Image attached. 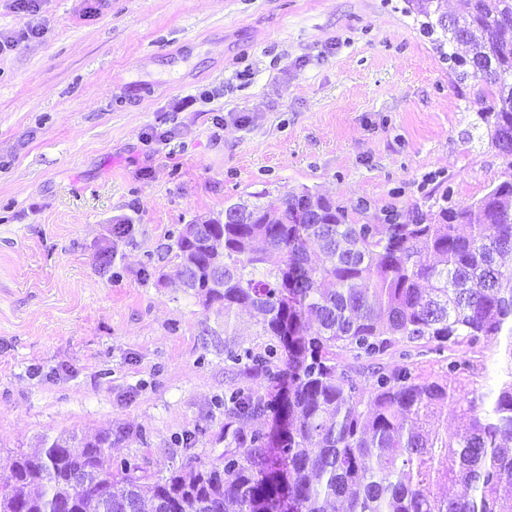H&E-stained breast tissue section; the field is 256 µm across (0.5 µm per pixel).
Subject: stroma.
Listing matches in <instances>:
<instances>
[{
	"instance_id": "obj_1",
	"label": "stroma",
	"mask_w": 512,
	"mask_h": 512,
	"mask_svg": "<svg viewBox=\"0 0 512 512\" xmlns=\"http://www.w3.org/2000/svg\"><path fill=\"white\" fill-rule=\"evenodd\" d=\"M407 7L0 0V33L38 31L0 54V474L72 433L154 475L220 462L219 399L261 382L224 347L268 339L245 311L225 336L174 280L195 218L304 185L406 221L422 194L467 206L503 181L484 102Z\"/></svg>"
}]
</instances>
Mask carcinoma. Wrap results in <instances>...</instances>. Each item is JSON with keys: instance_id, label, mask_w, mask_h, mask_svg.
<instances>
[{"instance_id": "carcinoma-1", "label": "carcinoma", "mask_w": 512, "mask_h": 512, "mask_svg": "<svg viewBox=\"0 0 512 512\" xmlns=\"http://www.w3.org/2000/svg\"><path fill=\"white\" fill-rule=\"evenodd\" d=\"M438 48L463 44L453 84L471 86L508 179L473 205L392 210L379 224L303 186L248 194L209 218L203 237L178 236L179 283L219 278L198 293L224 311V335L242 310L270 343L228 348L225 361L267 378L260 393L224 395V460L151 478L112 460L110 438L59 436L16 455L0 474V512H512V0H407ZM468 226L465 235L458 226ZM508 333L505 377L465 394L448 379L477 377L483 353ZM422 344L446 357L447 378L382 356ZM352 355L355 367L339 361ZM445 412L460 420L440 430ZM245 416L276 426L244 434ZM90 480H84L85 475Z\"/></svg>"}]
</instances>
